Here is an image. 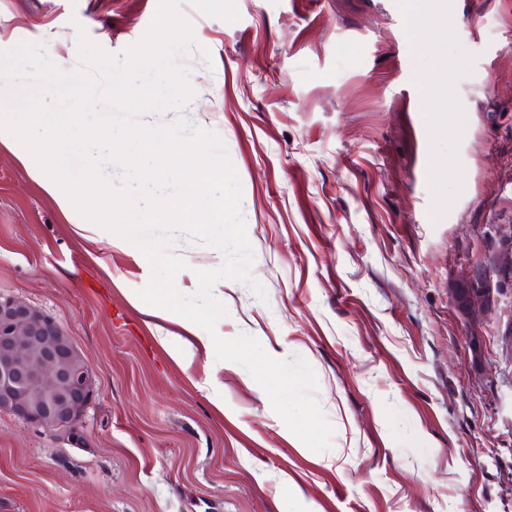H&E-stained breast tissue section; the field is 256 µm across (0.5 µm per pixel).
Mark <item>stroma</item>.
Masks as SVG:
<instances>
[{"label": "stroma", "instance_id": "stroma-1", "mask_svg": "<svg viewBox=\"0 0 512 512\" xmlns=\"http://www.w3.org/2000/svg\"><path fill=\"white\" fill-rule=\"evenodd\" d=\"M180 0L183 113L223 140L253 277L216 330L314 368L334 429L316 453L241 365L136 301L139 250L81 237L0 143V295L52 316L95 387L83 439L0 412V512H512V294L480 316L453 290L512 224V0ZM158 0H0V51L74 68ZM194 293L218 250L178 236Z\"/></svg>", "mask_w": 512, "mask_h": 512}]
</instances>
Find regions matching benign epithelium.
I'll return each instance as SVG.
<instances>
[{
  "label": "benign epithelium",
  "instance_id": "benign-epithelium-1",
  "mask_svg": "<svg viewBox=\"0 0 512 512\" xmlns=\"http://www.w3.org/2000/svg\"><path fill=\"white\" fill-rule=\"evenodd\" d=\"M495 232L497 245L480 274L472 271L463 281L467 309L486 311L495 295L512 290V225L498 224ZM93 397L91 371L69 333L29 303L1 295L0 412L76 442Z\"/></svg>",
  "mask_w": 512,
  "mask_h": 512
}]
</instances>
